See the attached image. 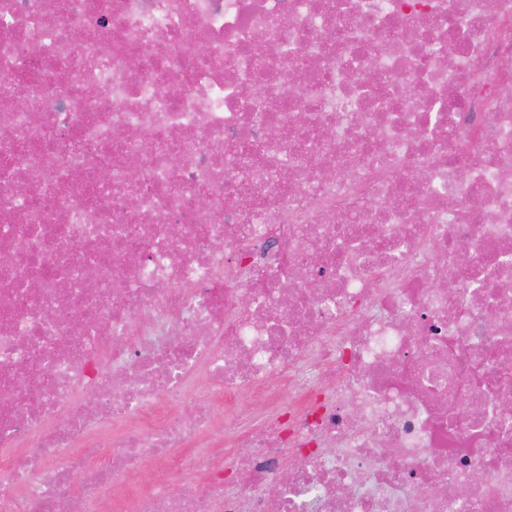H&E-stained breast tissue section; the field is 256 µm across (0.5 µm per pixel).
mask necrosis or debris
Wrapping results in <instances>:
<instances>
[{"label":"necrosis or debris","instance_id":"1","mask_svg":"<svg viewBox=\"0 0 512 512\" xmlns=\"http://www.w3.org/2000/svg\"><path fill=\"white\" fill-rule=\"evenodd\" d=\"M507 28L0 0V512H512Z\"/></svg>","mask_w":512,"mask_h":512}]
</instances>
